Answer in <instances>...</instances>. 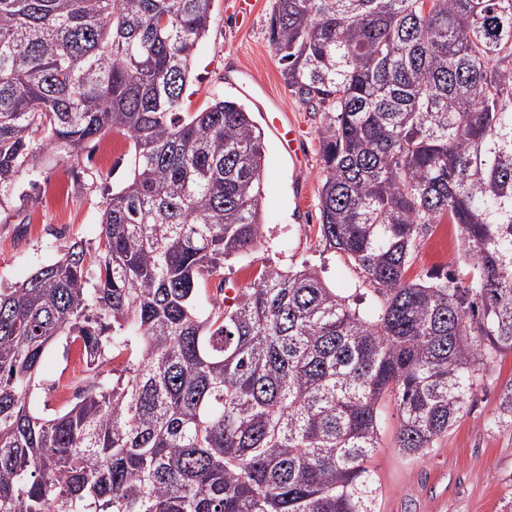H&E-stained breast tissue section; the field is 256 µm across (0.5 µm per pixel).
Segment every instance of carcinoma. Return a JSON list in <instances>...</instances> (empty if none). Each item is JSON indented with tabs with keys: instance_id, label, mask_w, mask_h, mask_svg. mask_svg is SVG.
<instances>
[{
	"instance_id": "cac0c4a2",
	"label": "carcinoma",
	"mask_w": 512,
	"mask_h": 512,
	"mask_svg": "<svg viewBox=\"0 0 512 512\" xmlns=\"http://www.w3.org/2000/svg\"><path fill=\"white\" fill-rule=\"evenodd\" d=\"M213 2L0 0V195L45 150L116 132L134 155L96 251L0 289V512H371L381 402L424 456L512 353V0H275L285 85L325 115L317 234L372 316L306 267L225 293L261 243L264 138L237 101L184 111ZM443 222L465 267L408 280ZM59 341L87 383L48 418ZM71 350L72 347L64 348L61 344L50 348L44 367L36 381L33 390V401L46 416L54 415L74 399L75 383L82 376H71L69 378L70 392L73 395L71 401L65 399L69 395V389L63 387L60 391L59 388L60 383L70 374Z\"/></svg>"
}]
</instances>
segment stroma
<instances>
[{
  "label": "stroma",
  "mask_w": 512,
  "mask_h": 512,
  "mask_svg": "<svg viewBox=\"0 0 512 512\" xmlns=\"http://www.w3.org/2000/svg\"><path fill=\"white\" fill-rule=\"evenodd\" d=\"M274 0H256L249 23L237 16L233 0H214L210 29L193 51L185 105L194 112L215 96L234 99L265 127L266 153L260 200L264 246L224 265V279L237 290L252 287L263 266L318 271L329 287L357 298L369 314L375 301L360 272L345 257L326 249L318 234L321 159L318 129L322 113L309 111L288 91L269 43ZM279 110L303 130L300 158H292L266 128L270 110ZM133 154L122 134L110 132L85 144L78 162L42 152L14 193L0 204V288L29 279L76 241L96 245L100 218L113 190L132 172ZM461 259L456 228L424 238L408 279L448 271ZM70 349L50 348L33 390L47 416L65 401L60 383L70 373ZM512 383V353L490 365V381L479 387L463 416L437 448L417 458L395 446L398 416L393 403L380 412L382 446L370 464L375 488L371 512H512V424L491 425L503 388Z\"/></svg>",
  "instance_id": "35a3bbf8"
}]
</instances>
